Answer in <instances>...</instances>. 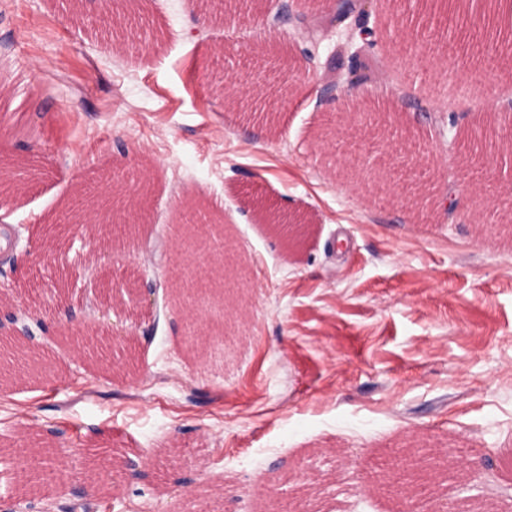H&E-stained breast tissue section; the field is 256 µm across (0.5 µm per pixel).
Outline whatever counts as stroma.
<instances>
[{
	"label": "stroma",
	"mask_w": 512,
	"mask_h": 512,
	"mask_svg": "<svg viewBox=\"0 0 512 512\" xmlns=\"http://www.w3.org/2000/svg\"><path fill=\"white\" fill-rule=\"evenodd\" d=\"M249 17L224 0L199 22L191 0H132L120 28L96 0H0V161L45 175L20 202L0 197L9 249L0 290L37 303L41 374L0 377V512H396L381 465L420 448L435 490L512 483V151L487 173L471 156L512 134V56L496 29L470 38L493 0L376 4L374 72L357 92L370 125L342 123L346 90L323 94L346 33L326 8ZM314 53L274 104L277 125L225 109L261 54ZM400 129L411 171L392 168ZM144 171L142 222L117 238L67 235L31 266L48 220L81 184ZM256 192L304 215L296 250L257 223ZM245 268L236 315L211 308L192 336L174 270L204 275L226 248ZM211 272V271H210ZM117 330L85 360L67 327ZM147 479L112 478L125 459Z\"/></svg>",
	"instance_id": "35a3bbf8"
}]
</instances>
